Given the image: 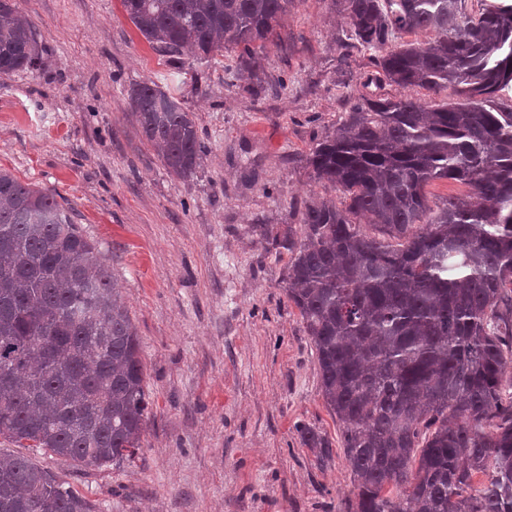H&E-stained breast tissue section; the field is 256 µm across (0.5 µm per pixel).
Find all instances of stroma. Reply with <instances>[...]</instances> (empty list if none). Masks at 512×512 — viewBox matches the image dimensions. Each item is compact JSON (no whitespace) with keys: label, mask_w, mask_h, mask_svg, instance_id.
<instances>
[{"label":"stroma","mask_w":512,"mask_h":512,"mask_svg":"<svg viewBox=\"0 0 512 512\" xmlns=\"http://www.w3.org/2000/svg\"><path fill=\"white\" fill-rule=\"evenodd\" d=\"M33 71L0 75V168L54 189L100 245L140 338L150 413L120 466L35 455L98 512H339L353 486L316 352L284 291L288 254L259 236L325 192L307 158L363 96H399L345 48L331 0H299L259 50L266 83H227L236 52H156L121 0H17ZM156 82L193 113L207 155L174 177L128 117ZM329 438L319 458L298 425Z\"/></svg>","instance_id":"stroma-1"}]
</instances>
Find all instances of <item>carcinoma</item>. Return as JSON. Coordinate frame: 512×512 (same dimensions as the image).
<instances>
[{"mask_svg":"<svg viewBox=\"0 0 512 512\" xmlns=\"http://www.w3.org/2000/svg\"><path fill=\"white\" fill-rule=\"evenodd\" d=\"M157 51L203 60L243 47L233 80L261 86L256 51L297 0H121ZM332 0L349 47L385 80L457 101L363 98L307 163L349 197L315 195L288 252L286 296L315 347L354 498L342 512H512V3ZM423 44L389 47L400 33ZM39 62L36 27L0 0V74ZM130 115L179 179L206 147L153 81ZM467 188L429 204L426 187ZM137 328L99 245L50 189L0 169V436L72 466L132 459L149 414ZM303 444L328 453L317 430ZM28 454L0 456V512H95Z\"/></svg>","mask_w":512,"mask_h":512,"instance_id":"1","label":"carcinoma"}]
</instances>
